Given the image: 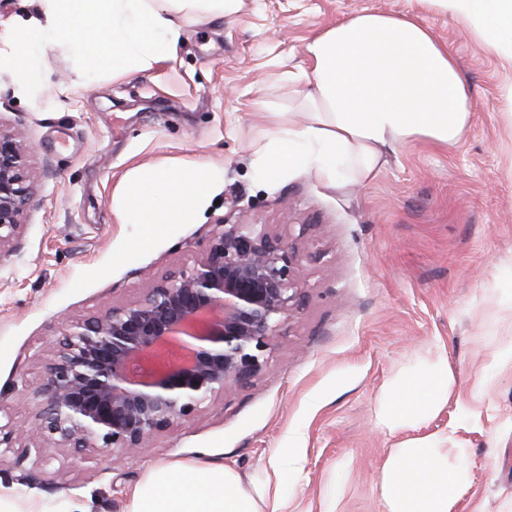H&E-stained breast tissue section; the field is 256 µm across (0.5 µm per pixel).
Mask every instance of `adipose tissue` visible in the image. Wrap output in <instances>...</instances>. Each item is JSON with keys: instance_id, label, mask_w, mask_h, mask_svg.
<instances>
[{"instance_id": "1", "label": "adipose tissue", "mask_w": 512, "mask_h": 512, "mask_svg": "<svg viewBox=\"0 0 512 512\" xmlns=\"http://www.w3.org/2000/svg\"><path fill=\"white\" fill-rule=\"evenodd\" d=\"M34 16L0 40V76L30 93L40 73L41 44L65 43L82 74L111 69L121 76L173 59L185 16L223 15L234 0H33ZM462 22L478 24L493 47H512V0H447ZM301 106L303 124H276L262 160L267 174L305 167L333 184L362 183L396 146L424 139L450 147L464 136L471 104L447 48L414 18L363 13L315 36ZM224 178L206 162H164L130 170L117 185L112 211L121 224H184ZM454 377L445 356L420 373H402L380 398L389 431L416 428L447 402ZM464 449L444 438L409 439L383 467L386 512H456L468 489L458 465ZM161 491H154V484ZM130 512H286L269 484H251L223 463L155 466L135 491Z\"/></svg>"}]
</instances>
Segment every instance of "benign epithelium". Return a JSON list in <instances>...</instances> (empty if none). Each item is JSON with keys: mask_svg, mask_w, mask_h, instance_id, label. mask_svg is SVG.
<instances>
[{"mask_svg": "<svg viewBox=\"0 0 512 512\" xmlns=\"http://www.w3.org/2000/svg\"><path fill=\"white\" fill-rule=\"evenodd\" d=\"M33 145L0 127V257L36 196ZM298 246L264 224H218L208 250L141 295L65 323L46 348V405L27 449L130 454L267 363L303 286Z\"/></svg>", "mask_w": 512, "mask_h": 512, "instance_id": "7a95c632", "label": "benign epithelium"}]
</instances>
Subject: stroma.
I'll return each instance as SVG.
<instances>
[{"instance_id": "stroma-1", "label": "stroma", "mask_w": 512, "mask_h": 512, "mask_svg": "<svg viewBox=\"0 0 512 512\" xmlns=\"http://www.w3.org/2000/svg\"><path fill=\"white\" fill-rule=\"evenodd\" d=\"M365 11L408 14L448 47L470 92L457 145L416 140L367 182L330 185L308 169L265 176L270 115L299 110L314 35ZM35 95L0 78V124L35 150V206L0 257V422L33 430L45 346L67 318L135 300L145 284L204 253L216 224H265L304 255L302 301L263 370L132 455L13 448L0 488L87 512H129L152 466L220 461L244 481L278 476L288 512H385L391 448L444 436L466 448L459 512H512V56L435 0H238L190 20L174 60L113 78L81 76L65 46L42 47ZM206 161L223 181L188 224H121L112 193L126 171ZM147 246H137L138 238ZM445 355L447 404L388 432L378 400L402 372ZM292 449L294 470L275 471Z\"/></svg>"}]
</instances>
